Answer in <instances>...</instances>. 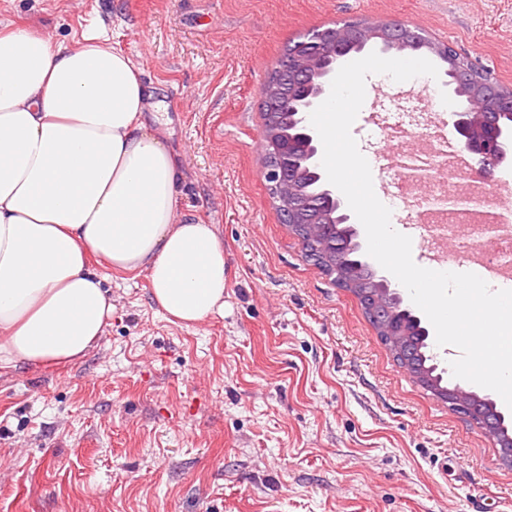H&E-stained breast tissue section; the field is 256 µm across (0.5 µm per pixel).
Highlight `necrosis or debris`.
Segmentation results:
<instances>
[{"mask_svg":"<svg viewBox=\"0 0 512 512\" xmlns=\"http://www.w3.org/2000/svg\"><path fill=\"white\" fill-rule=\"evenodd\" d=\"M379 107L378 129L400 141L413 163L411 170L395 174L391 196L418 209L422 220L433 226L428 248L442 251L443 241L450 234H464L478 240L490 233L494 236L493 249L472 250L467 253V260L476 266L494 265L512 270V224L494 230L487 225L490 214L507 198V191L489 193L484 185L477 183L468 197L449 199V180L466 181L470 175L467 165L449 153L447 144L440 138V112L415 91L403 87L380 102Z\"/></svg>","mask_w":512,"mask_h":512,"instance_id":"obj_1","label":"necrosis or debris"}]
</instances>
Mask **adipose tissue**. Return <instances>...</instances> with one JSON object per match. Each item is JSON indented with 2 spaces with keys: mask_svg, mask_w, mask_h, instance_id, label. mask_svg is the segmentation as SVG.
<instances>
[{
  "mask_svg": "<svg viewBox=\"0 0 512 512\" xmlns=\"http://www.w3.org/2000/svg\"><path fill=\"white\" fill-rule=\"evenodd\" d=\"M152 97L109 39L0 21V369L81 359L112 316L103 267L147 272L171 321L223 313L224 246L180 212Z\"/></svg>",
  "mask_w": 512,
  "mask_h": 512,
  "instance_id": "ef3b65f1",
  "label": "adipose tissue"
}]
</instances>
